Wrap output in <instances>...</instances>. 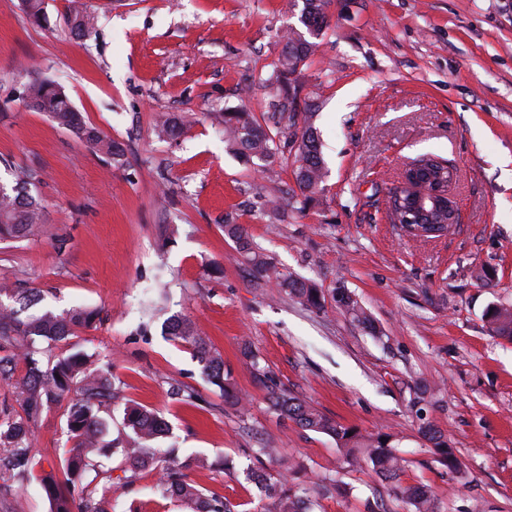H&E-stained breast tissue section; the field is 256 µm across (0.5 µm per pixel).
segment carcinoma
<instances>
[{"label":"carcinoma","instance_id":"carcinoma-1","mask_svg":"<svg viewBox=\"0 0 512 512\" xmlns=\"http://www.w3.org/2000/svg\"><path fill=\"white\" fill-rule=\"evenodd\" d=\"M29 21L42 25L47 21L41 9V0H22ZM328 0H303L300 22L306 32L291 31L283 36L284 47L269 78L278 86L284 103L280 117L296 126L295 113L285 114L294 103L292 77L299 65L313 56L318 43L311 27L323 30L326 24ZM94 17L75 12L70 29L76 36L88 32ZM27 104L46 113L59 127L76 134L93 150L118 163L123 156L120 145L93 127L88 126L76 112L62 85L51 79H35L24 89ZM312 114L303 116L301 132H292L291 141L277 143L281 131H265L260 120L250 112L234 110L224 113V143L248 163L264 168L275 161L288 163L290 144H295V177L302 195L301 204L307 206L323 191L325 177L318 138L311 124ZM184 124L173 117L160 119L158 134L168 138L179 136ZM417 174L413 186L424 190L448 189L454 180V170L440 164L431 154L419 156L405 174ZM39 174L33 167L19 168L11 173V181H0V240L24 239L35 235L43 223L44 206L37 191ZM413 191L404 189L389 192V210L392 223L414 238L418 234L407 229L405 214L412 206ZM433 230L448 233L453 224L448 222V210L441 207L432 213ZM224 234L236 243L238 253L250 267L255 285L274 281L276 287L298 303L325 309L326 298L315 284L302 280L278 268L266 253L250 238L242 224L224 225ZM336 309L370 333H376L371 318L355 296L345 288H336L332 295ZM41 295L34 290L19 291L8 284H0V383L15 390L20 410L3 407L0 410V493L11 485L23 483L34 476L35 456L32 454L34 426L44 411L60 404L69 394H76L67 408V427L72 445L61 460V477H44L41 487L52 503L51 512H107L103 507L112 487L105 486L101 497L96 490L88 491L79 503L68 491L70 484L92 472L99 473L103 460L119 452L135 471L159 469L158 490L174 494L187 502L193 512H236V505L217 494H207L186 479L184 470L189 464L178 459L175 449L157 446L166 434L165 422L152 410L138 405L124 408V425L129 433L124 438L106 440L108 421L103 413L121 399L122 387L112 379L111 360L94 357L82 349L72 348L61 356L53 354L56 343L74 335L76 330L91 326L98 312L90 307H75L61 313L40 305ZM490 332L512 341V306L494 304L484 314ZM167 331L177 341L186 344L201 365L208 382L224 393L225 403L235 406L240 398L235 386L224 373V360L203 336L195 324L182 316L173 315ZM269 406L280 415L312 432L325 434L336 441L343 462L349 466L364 464L390 486L393 495L405 503L407 512H437L434 492L427 484L404 485L399 475L405 460L398 454L392 435L378 431L363 433L354 427L340 424L308 402L270 381L267 386ZM423 438L436 448L448 465V470H459V461L445 435L434 425L422 428ZM266 497L274 500L276 512H313L312 503L288 483L285 476L277 478L258 476Z\"/></svg>","mask_w":512,"mask_h":512}]
</instances>
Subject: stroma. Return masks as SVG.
<instances>
[{
    "instance_id": "35a3bbf8",
    "label": "stroma",
    "mask_w": 512,
    "mask_h": 512,
    "mask_svg": "<svg viewBox=\"0 0 512 512\" xmlns=\"http://www.w3.org/2000/svg\"><path fill=\"white\" fill-rule=\"evenodd\" d=\"M31 25L21 0H0V178L36 167L45 212L39 237L0 241V282L37 288L62 311L99 318L59 351L111 358L126 400L169 424L163 446L192 460L189 480L237 504L266 497L253 471L306 470L315 512H405L370 469L341 463L335 441L269 410L266 377L339 423L391 433L407 485H431L440 512H512V343L490 335V304H512V0H330L318 48L298 79L297 111L312 113L326 177L301 207L294 168L254 171L224 144V114L270 113L267 79L288 29L292 0H44ZM77 10L96 17L72 36ZM60 82L88 126L125 150L94 152L42 112L22 87ZM189 121L176 139L158 115ZM429 153L457 172L453 233L428 242L386 217L388 190L405 164ZM284 195L272 212L267 200ZM228 224L246 225L278 266L324 293L353 292L373 319L368 333L337 312L304 307L256 287ZM495 285L479 286L481 269ZM197 324L224 357L246 400L225 404L188 346L162 332L170 315ZM251 343L259 356L249 368ZM180 381L199 399H173ZM456 450L449 472L423 440L422 422ZM274 456L258 455L262 444ZM70 445L65 405L34 430L38 462L0 512H50L40 477ZM233 471L215 467L217 457ZM112 512H187L156 488L155 471L105 463Z\"/></svg>"
}]
</instances>
